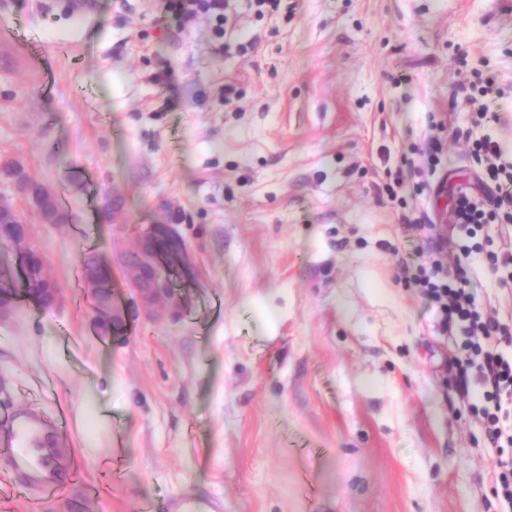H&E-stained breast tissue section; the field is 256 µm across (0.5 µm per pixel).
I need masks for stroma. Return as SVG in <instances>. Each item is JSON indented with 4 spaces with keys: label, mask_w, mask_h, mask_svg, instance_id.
Segmentation results:
<instances>
[{
    "label": "stroma",
    "mask_w": 512,
    "mask_h": 512,
    "mask_svg": "<svg viewBox=\"0 0 512 512\" xmlns=\"http://www.w3.org/2000/svg\"><path fill=\"white\" fill-rule=\"evenodd\" d=\"M91 16L11 0L0 29V195L8 164L64 198L22 205L59 291L0 315V437L31 412L60 489L0 461V512H512L478 412L467 338L413 277L429 241L512 327L489 256L512 236L452 227L458 186L502 194L470 156L512 154V0H230L223 38L166 0ZM65 42L61 53L56 43ZM495 78L488 117L462 91ZM397 185V199L387 188ZM172 223L193 261L179 318L145 319L121 258ZM112 270L123 327L89 307L82 260ZM30 198L39 207L42 217L48 223L61 224L66 221L67 216L62 212L55 193L45 185L35 182V191Z\"/></svg>",
    "instance_id": "obj_1"
}]
</instances>
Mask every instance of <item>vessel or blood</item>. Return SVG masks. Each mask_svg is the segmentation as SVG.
Listing matches in <instances>:
<instances>
[{"label": "vessel or blood", "instance_id": "vessel-or-blood-1", "mask_svg": "<svg viewBox=\"0 0 512 512\" xmlns=\"http://www.w3.org/2000/svg\"><path fill=\"white\" fill-rule=\"evenodd\" d=\"M12 436L0 441V455L12 460V477L19 487L38 486L43 497L57 494V486L47 478L50 461L43 456L34 455L32 446L35 442L36 424L32 419L17 417L13 420Z\"/></svg>", "mask_w": 512, "mask_h": 512}]
</instances>
